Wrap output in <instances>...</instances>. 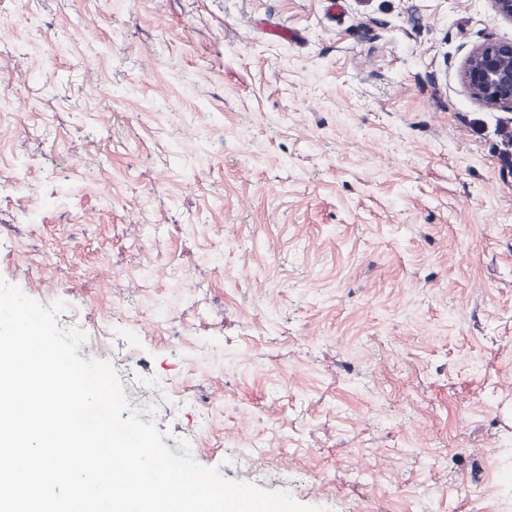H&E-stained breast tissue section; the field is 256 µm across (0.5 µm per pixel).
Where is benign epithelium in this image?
Masks as SVG:
<instances>
[{
    "label": "benign epithelium",
    "instance_id": "obj_1",
    "mask_svg": "<svg viewBox=\"0 0 512 512\" xmlns=\"http://www.w3.org/2000/svg\"><path fill=\"white\" fill-rule=\"evenodd\" d=\"M460 78L483 106L512 110V41L476 45L461 67Z\"/></svg>",
    "mask_w": 512,
    "mask_h": 512
}]
</instances>
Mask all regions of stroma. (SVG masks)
<instances>
[{
    "mask_svg": "<svg viewBox=\"0 0 512 512\" xmlns=\"http://www.w3.org/2000/svg\"><path fill=\"white\" fill-rule=\"evenodd\" d=\"M487 40L492 0H0V278L182 382L141 419L225 478L512 512V111L459 76Z\"/></svg>",
    "mask_w": 512,
    "mask_h": 512,
    "instance_id": "35a3bbf8",
    "label": "stroma"
}]
</instances>
